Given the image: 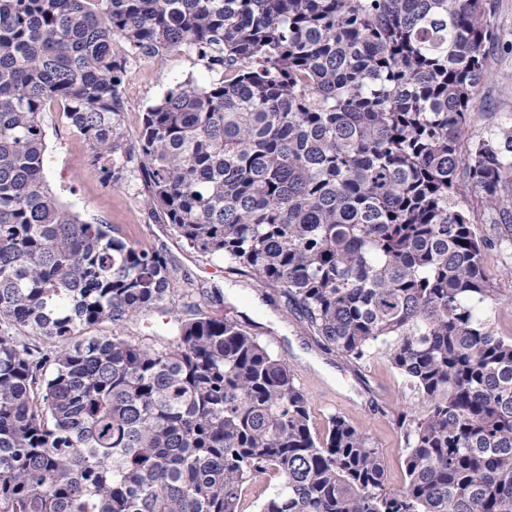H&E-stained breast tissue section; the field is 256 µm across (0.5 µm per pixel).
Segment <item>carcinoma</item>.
<instances>
[{"label": "carcinoma", "instance_id": "cac0c4a2", "mask_svg": "<svg viewBox=\"0 0 512 512\" xmlns=\"http://www.w3.org/2000/svg\"><path fill=\"white\" fill-rule=\"evenodd\" d=\"M498 40L487 0H0V512H243L265 472L258 512H512V336L465 208L512 246V125L463 140ZM180 48L221 78L143 113L147 202L345 358L387 347L421 399L396 491L245 326L175 314L163 252L47 185V104L110 185L128 60ZM156 309L159 348L93 332ZM275 483L276 480L270 477L264 479L258 477L253 480L250 486L251 493L249 494L244 510L247 512H257L258 504L272 491Z\"/></svg>", "mask_w": 512, "mask_h": 512}]
</instances>
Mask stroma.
<instances>
[{
    "label": "stroma",
    "mask_w": 512,
    "mask_h": 512,
    "mask_svg": "<svg viewBox=\"0 0 512 512\" xmlns=\"http://www.w3.org/2000/svg\"><path fill=\"white\" fill-rule=\"evenodd\" d=\"M488 2L501 34L491 51L497 75L477 94L464 133L468 140L512 125V0ZM213 77L189 51L131 59L121 86L126 147L135 148L146 109L177 83L188 78L206 83ZM41 120L46 177L60 202L82 220L119 227L131 245L165 253L171 261L173 288L193 284L200 309L237 319L286 362L309 400L315 431H324L333 415L367 431L381 452L389 487L399 489L404 479V440L397 417L417 411L421 400L393 367L384 345H375L369 360L359 364L326 349L298 315L287 310L278 288L230 269L222 259L190 249L162 215L147 205L135 160L118 156V179L102 184L85 165L86 144L59 112L47 109ZM467 209L479 234L491 241L484 254V269L497 298L492 312L495 329L499 335L512 336V250L497 245L500 227L489 222L488 208L478 195H468ZM170 326V315L157 310L135 322L98 325L96 331L155 345L168 335Z\"/></svg>",
    "instance_id": "stroma-1"
}]
</instances>
